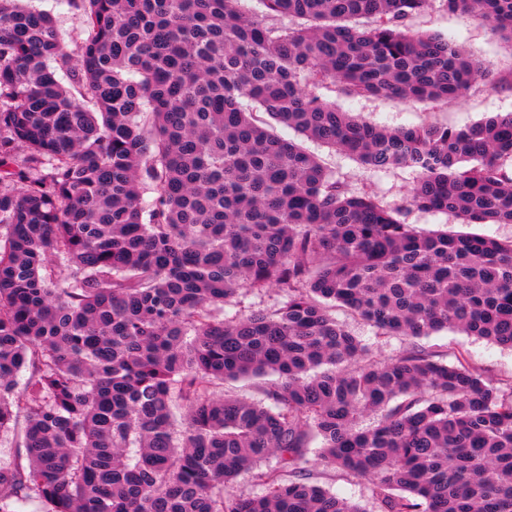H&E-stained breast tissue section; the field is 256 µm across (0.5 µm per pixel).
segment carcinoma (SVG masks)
<instances>
[{
  "label": "carcinoma",
  "instance_id": "obj_1",
  "mask_svg": "<svg viewBox=\"0 0 512 512\" xmlns=\"http://www.w3.org/2000/svg\"><path fill=\"white\" fill-rule=\"evenodd\" d=\"M238 2L69 0L71 52L0 0V512H366L314 479L316 438L377 512H512V382L418 345L377 360L332 314L512 347V240L420 232L258 116L410 170L419 210L512 224V114L387 129L312 92L432 104L489 65L401 30L430 0ZM444 2L512 41V0ZM268 375V405L223 393ZM280 299V293L274 288L261 292H243L236 296L229 305L225 306V316L228 318H243L257 310L272 309Z\"/></svg>",
  "mask_w": 512,
  "mask_h": 512
}]
</instances>
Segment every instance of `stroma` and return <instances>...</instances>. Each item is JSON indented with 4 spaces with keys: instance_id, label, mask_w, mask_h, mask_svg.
<instances>
[{
    "instance_id": "35a3bbf8",
    "label": "stroma",
    "mask_w": 512,
    "mask_h": 512,
    "mask_svg": "<svg viewBox=\"0 0 512 512\" xmlns=\"http://www.w3.org/2000/svg\"><path fill=\"white\" fill-rule=\"evenodd\" d=\"M32 7L50 15L67 48H75L80 37L81 18L68 0H31ZM406 26L411 34H430L451 41L490 67L488 79L477 80L459 100L430 105L401 103L390 98H365L342 92L337 87L319 86L315 95L336 104L344 112L372 124L405 128L424 124L462 126L485 116L512 113V43L494 34L490 28L473 18L448 12L442 0H431L422 12L409 18ZM284 139L299 141L317 157L338 179L355 191L377 196L392 208L401 209V218L422 231L450 229L459 233L473 232L499 240L512 239V224L456 223L442 213H430L408 206V191L412 182L409 170L392 167L368 169L343 151L316 141L298 137L283 125L273 128ZM338 321L345 323L370 347L374 356L386 359L408 347L402 336H380L369 326L353 319L346 311L336 310ZM422 346L439 354L445 361H463L485 377L498 382L512 380V348L496 345L457 331H441L422 338ZM320 484L336 496L347 499L372 512L373 500L366 481L341 472L317 466Z\"/></svg>"
}]
</instances>
